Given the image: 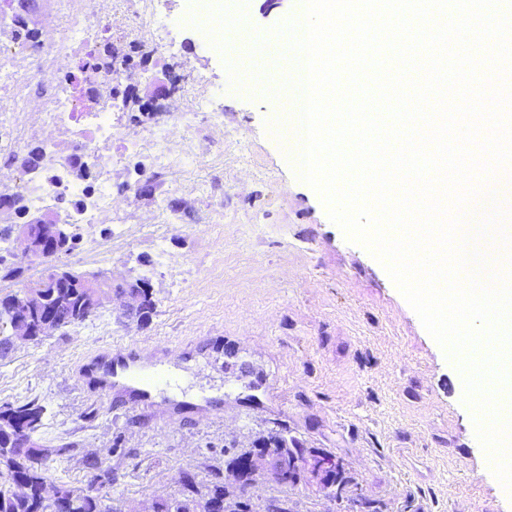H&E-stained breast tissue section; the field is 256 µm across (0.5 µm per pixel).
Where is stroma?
Wrapping results in <instances>:
<instances>
[{
    "instance_id": "stroma-1",
    "label": "stroma",
    "mask_w": 512,
    "mask_h": 512,
    "mask_svg": "<svg viewBox=\"0 0 512 512\" xmlns=\"http://www.w3.org/2000/svg\"><path fill=\"white\" fill-rule=\"evenodd\" d=\"M296 0H232L237 25L216 52L187 22L185 0H165L170 44L126 43L133 58L124 84L130 111L183 89L165 112L212 99L224 114L214 129L197 120L194 137L212 149L185 157L174 181L135 187L132 168L113 172L122 223L58 264L103 270L113 282L138 278L149 257L157 308L149 321L123 318L120 300L40 344L22 343L0 361V403L39 399L49 425L39 438L74 452L52 457L57 476L85 478L84 455L117 473L109 489L122 512H142L177 496L179 477L206 487L238 452L284 427L305 459L328 454L348 480L341 494L312 472L283 488L258 481L251 512L276 503L287 512H512V494L493 475L477 439L464 379L391 280L383 264L330 220L297 177L277 114L293 97L286 38L273 30L294 17ZM261 45L264 74L280 76L277 95L258 91L240 58ZM164 208L174 221L157 224ZM134 345L174 366L182 392L220 394L212 420L193 428L143 425L128 407L85 395L76 366L100 349Z\"/></svg>"
}]
</instances>
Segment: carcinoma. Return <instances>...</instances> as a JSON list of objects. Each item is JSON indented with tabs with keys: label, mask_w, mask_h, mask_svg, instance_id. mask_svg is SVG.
<instances>
[{
	"label": "carcinoma",
	"mask_w": 512,
	"mask_h": 512,
	"mask_svg": "<svg viewBox=\"0 0 512 512\" xmlns=\"http://www.w3.org/2000/svg\"><path fill=\"white\" fill-rule=\"evenodd\" d=\"M45 155L35 147L22 156L27 172L35 173L43 167ZM35 243L43 246L45 258L35 262L41 267L39 295L28 298L23 288L24 268L16 262L13 250L0 254V281H11L16 287L0 294V359L9 357L15 347L13 326L40 322L47 326L40 333L27 337L34 344L44 338L92 319L99 311L90 289L83 281L94 278L101 281L107 292L133 299L135 305L126 306V317L140 324L149 320L156 310V300L149 278L143 276L133 282L108 283L102 272L79 273L64 270L54 264L62 255L78 248V237L72 226L62 228L42 224L34 229ZM46 407L30 401L24 404H0V512H45L47 501H53L56 512H122L110 504V498L101 494L105 486L116 482L112 471L101 470L92 457H84L87 475L84 484L75 486L56 477L49 464L50 450L38 441L39 432L45 427ZM278 456L274 466L280 467L281 485L295 484L293 475L297 464L304 461L303 450L288 446V437L282 433L261 437L253 448L232 459V473L240 487L252 483L254 467L249 460L271 461ZM182 490L173 498H158L152 512H246L241 497L224 487L217 480L207 491L197 486L192 475L179 477Z\"/></svg>",
	"instance_id": "cac0c4a2"
}]
</instances>
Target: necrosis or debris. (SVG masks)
Instances as JSON below:
<instances>
[{"label":"necrosis or debris","mask_w":512,"mask_h":512,"mask_svg":"<svg viewBox=\"0 0 512 512\" xmlns=\"http://www.w3.org/2000/svg\"><path fill=\"white\" fill-rule=\"evenodd\" d=\"M160 2L122 0L124 11L141 21L134 37L157 49L168 37ZM111 41L112 0H50L44 10L39 0H0V168L15 167L22 143L42 146L50 165L27 175L16 193L29 216L77 225L86 241L97 226L122 221L112 208V173L129 164V154L151 158L133 164L137 176H167L180 169L184 155L210 149L202 140L170 141V128L192 129L201 115L212 126L224 124L214 102L200 98L190 111L173 113L130 148H113V123L125 104L124 66H107L80 81L68 71ZM79 168L90 169L89 179L74 178Z\"/></svg>","instance_id":"necrosis-or-debris-1"}]
</instances>
